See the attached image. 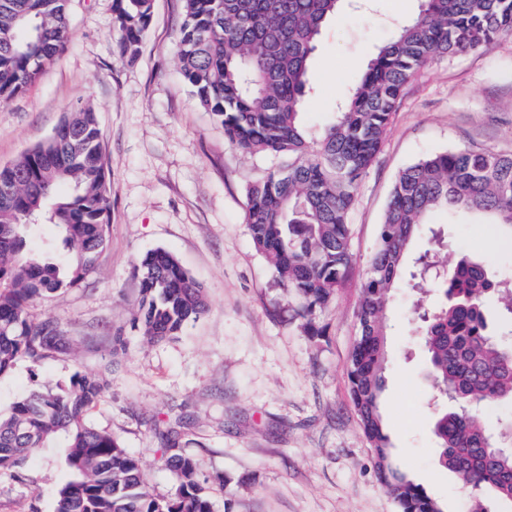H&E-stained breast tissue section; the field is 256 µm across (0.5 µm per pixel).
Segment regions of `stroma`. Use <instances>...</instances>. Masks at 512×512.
Wrapping results in <instances>:
<instances>
[{
  "instance_id": "1",
  "label": "stroma",
  "mask_w": 512,
  "mask_h": 512,
  "mask_svg": "<svg viewBox=\"0 0 512 512\" xmlns=\"http://www.w3.org/2000/svg\"><path fill=\"white\" fill-rule=\"evenodd\" d=\"M114 4L70 0L65 51L0 109L5 164L51 136L72 108L92 106L111 174L109 242L94 270L30 308L31 317L46 313L59 323L69 349L36 364L18 361L0 375V414L32 390L67 385L77 373L99 375L107 386L85 422L140 460L155 495L178 483L156 434L176 423L214 512L228 504L233 512H398L377 478L346 372L360 286L400 170L439 151L512 153V36L437 57L407 83L357 191L352 273L318 315L325 336L313 338L246 224V189L277 159L242 152L196 104L177 58L182 0H154L132 60L119 51ZM419 6L344 0L309 63L308 129L332 119L375 47ZM432 221L448 230L441 262L487 253L492 272L512 279L511 237L466 212H439ZM158 248L203 286L208 310L178 336L153 341L134 326L140 286L133 268ZM413 300L411 289H395L387 312L382 413L392 457L444 512H466L469 491L435 462L433 388L410 319ZM66 451L58 436L20 470L0 473V512H53L57 489L71 477Z\"/></svg>"
}]
</instances>
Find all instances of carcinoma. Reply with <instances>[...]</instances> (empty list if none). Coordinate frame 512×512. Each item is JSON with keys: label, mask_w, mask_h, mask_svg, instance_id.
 <instances>
[{"label": "carcinoma", "mask_w": 512, "mask_h": 512, "mask_svg": "<svg viewBox=\"0 0 512 512\" xmlns=\"http://www.w3.org/2000/svg\"><path fill=\"white\" fill-rule=\"evenodd\" d=\"M178 59L197 103L243 152L282 160L247 187L246 223L280 286L293 294L309 336L325 335L316 313L328 308L354 264L350 214L408 80L434 57L490 48L512 35V0H420L418 15L379 46L367 71L314 135L301 122L310 88L308 63L341 0H183ZM69 0H0V106L23 93L65 49ZM153 0H115L119 47L138 53ZM67 117L76 134L49 137L0 165V375L21 359L64 351L50 316L29 307L81 282L106 247L110 185L97 113L77 106ZM465 210L512 228V154L443 151L397 175L358 303L359 335L346 365L351 397L381 483L400 512H443L425 488L392 460L381 413L387 357L385 319L393 289L438 294L434 308L414 307L417 333L436 389L433 434L438 465L476 491L512 507V451L479 409L512 404V346L490 330L495 306L512 325V286L495 280L482 258L463 255L440 270L434 252L447 236L430 230L432 248L410 258L428 218ZM47 225L55 237L37 250L29 236ZM140 281L137 321L151 340L178 335L207 310L203 288L163 249L134 266ZM104 382L75 375L59 390H35L0 416V471L57 434L68 437L72 479L57 492L55 512H213L197 479L198 464L174 429L163 455L179 479L168 497L147 490L140 461L111 434L84 423Z\"/></svg>", "instance_id": "obj_1"}]
</instances>
